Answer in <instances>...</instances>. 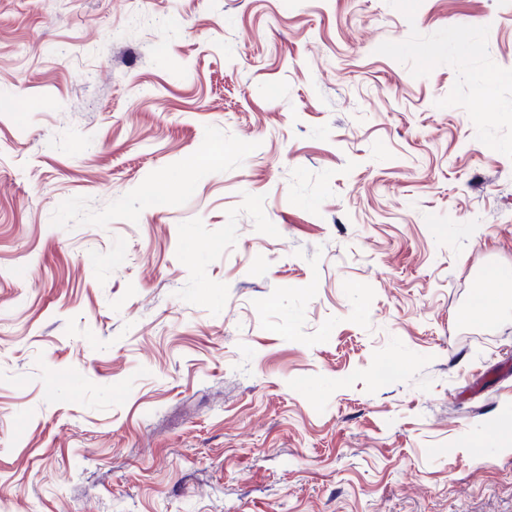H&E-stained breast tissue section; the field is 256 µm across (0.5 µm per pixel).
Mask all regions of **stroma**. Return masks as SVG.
<instances>
[{
  "mask_svg": "<svg viewBox=\"0 0 512 512\" xmlns=\"http://www.w3.org/2000/svg\"><path fill=\"white\" fill-rule=\"evenodd\" d=\"M491 267L512 0H0V512H512ZM486 281L489 282V288L482 290L479 303L475 307H471L470 315L479 316L482 318H491L496 312V302L494 295L497 290L510 291L512 288L511 279L502 276L496 269H491L486 274ZM493 285L498 288H491Z\"/></svg>",
  "mask_w": 512,
  "mask_h": 512,
  "instance_id": "35a3bbf8",
  "label": "stroma"
}]
</instances>
